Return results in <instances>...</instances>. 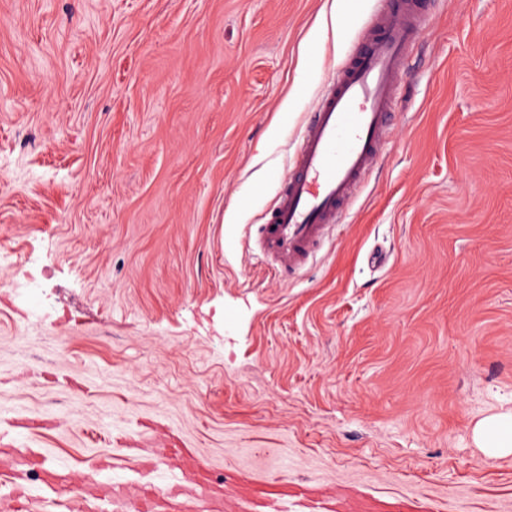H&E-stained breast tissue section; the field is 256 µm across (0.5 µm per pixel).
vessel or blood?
<instances>
[{
  "label": "vessel or blood",
  "instance_id": "vessel-or-blood-1",
  "mask_svg": "<svg viewBox=\"0 0 512 512\" xmlns=\"http://www.w3.org/2000/svg\"><path fill=\"white\" fill-rule=\"evenodd\" d=\"M385 2V11L366 25L304 125L292 171L256 239L259 252L273 261L279 275L307 265L381 156L397 105V79L421 26L418 0ZM0 453L10 458L0 468V512H50L58 502L67 512H129L132 501L139 512H289V504L297 500L303 501L305 512H429L428 504L405 494L389 499L347 490L330 495L317 480L299 482L284 469L275 479L260 480L228 468L223 481L216 482L206 460L191 470L181 467V450L175 446L142 456L153 478L133 494L128 482L110 476L106 459L87 475L85 490L77 491L66 469L28 455L15 439L1 435ZM33 470L52 497L33 492L28 482Z\"/></svg>",
  "mask_w": 512,
  "mask_h": 512
}]
</instances>
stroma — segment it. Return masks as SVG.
Wrapping results in <instances>:
<instances>
[{"instance_id": "1", "label": "stroma", "mask_w": 512, "mask_h": 512, "mask_svg": "<svg viewBox=\"0 0 512 512\" xmlns=\"http://www.w3.org/2000/svg\"><path fill=\"white\" fill-rule=\"evenodd\" d=\"M422 3L383 154L284 280L256 227L381 0H0V435L512 512L473 439L512 409V0Z\"/></svg>"}]
</instances>
